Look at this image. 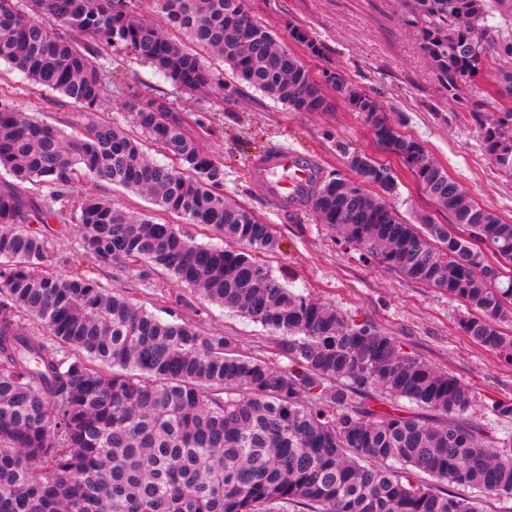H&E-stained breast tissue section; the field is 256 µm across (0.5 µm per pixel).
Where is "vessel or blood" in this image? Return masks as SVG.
Listing matches in <instances>:
<instances>
[{"mask_svg": "<svg viewBox=\"0 0 512 512\" xmlns=\"http://www.w3.org/2000/svg\"><path fill=\"white\" fill-rule=\"evenodd\" d=\"M247 172L265 195L279 208H298L322 176L319 160L297 147L280 144L252 158Z\"/></svg>", "mask_w": 512, "mask_h": 512, "instance_id": "b4317fda", "label": "vessel or blood"}]
</instances>
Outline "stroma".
<instances>
[{"label":"stroma","instance_id":"obj_1","mask_svg":"<svg viewBox=\"0 0 512 512\" xmlns=\"http://www.w3.org/2000/svg\"><path fill=\"white\" fill-rule=\"evenodd\" d=\"M247 6L256 20L280 35H287L293 25L307 29L323 46L320 55L304 59L315 77L338 69L375 93L403 134L418 139L475 201L512 223V176L492 172L477 130L464 125L455 104L449 102L406 22L405 0H247ZM112 60L127 69L130 89L173 100L181 112L194 113L204 122L200 143L224 165L225 196L272 225L279 239L278 251L260 254L259 259L282 282L370 320L396 336L405 351L458 377L476 400L512 398V366L462 333L461 306L363 262L357 253L344 250L310 209H277L248 177V159L275 144L293 143L318 157L327 176L347 172L349 153L363 152L395 173L398 187L391 202L409 222L433 215L447 223V214L437 213L399 158L375 144L358 113L341 103L326 112H292L244 85L219 102L209 93L181 91L123 50H113ZM0 92L10 95L21 111L40 113L61 126L86 120L84 112L58 93L37 88L3 63ZM48 241L60 259V272L76 271L122 288L160 316L173 314L204 332L234 337L241 353L284 364L276 340L261 326L201 302L174 280H161L155 288L138 287L120 269L98 267L92 258L81 255L72 229L51 235Z\"/></svg>","mask_w":512,"mask_h":512}]
</instances>
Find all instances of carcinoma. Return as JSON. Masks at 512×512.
I'll use <instances>...</instances> for the list:
<instances>
[{"label":"carcinoma","instance_id":"cac0c4a2","mask_svg":"<svg viewBox=\"0 0 512 512\" xmlns=\"http://www.w3.org/2000/svg\"><path fill=\"white\" fill-rule=\"evenodd\" d=\"M168 27L219 57L237 80L292 112L331 100L246 0H154ZM420 48L474 126L484 153L512 175V0H409ZM137 0H0V63L97 111L123 83L101 63L115 47L179 89L213 86L200 58L138 13ZM288 37L317 56L299 26ZM378 145L396 155L452 217L411 224L389 198L391 168L324 178L307 203L337 241L464 306L459 328L512 363V224L474 202L376 96L327 77ZM123 121L64 129L0 96V512H482L512 499V398L480 416L455 375L404 351L397 337L280 281L255 252L272 227L224 196V168L173 103L132 91ZM146 139L174 163L150 160ZM89 177L102 194L81 192ZM34 185L38 196L25 192ZM113 186L209 227L239 249L197 244L175 224L124 209ZM30 224L77 230L80 248L153 287L170 276L278 341L284 367L236 340L164 319L121 289L56 271ZM462 489L449 494L433 483Z\"/></svg>","mask_w":512,"mask_h":512}]
</instances>
